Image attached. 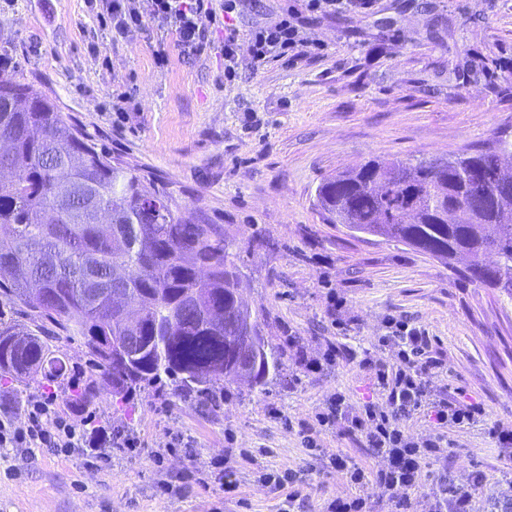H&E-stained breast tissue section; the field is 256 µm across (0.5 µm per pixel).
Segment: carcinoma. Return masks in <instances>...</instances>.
<instances>
[{"instance_id":"1","label":"carcinoma","mask_w":512,"mask_h":512,"mask_svg":"<svg viewBox=\"0 0 512 512\" xmlns=\"http://www.w3.org/2000/svg\"><path fill=\"white\" fill-rule=\"evenodd\" d=\"M0 301L21 304L32 326L0 323V378L42 376L86 411L102 402L101 380L128 398L167 378L182 393L224 390L239 380V337H260L277 375L281 353L260 336L258 316L240 293L235 238L217 224L182 214L164 190L146 189L135 169L95 147L84 130L32 86L0 80ZM512 143L446 158L368 160L324 179L317 204L333 224L402 243L470 279L512 297ZM112 212L106 235L95 211ZM138 270L120 284L116 269ZM137 303L129 329L112 319V289ZM224 311V326L210 323ZM50 323L59 338L80 343L88 374L71 380L69 359L37 335ZM125 349L116 363L112 354Z\"/></svg>"}]
</instances>
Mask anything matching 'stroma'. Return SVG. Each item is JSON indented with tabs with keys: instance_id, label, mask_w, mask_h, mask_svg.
Returning <instances> with one entry per match:
<instances>
[{
	"instance_id": "35a3bbf8",
	"label": "stroma",
	"mask_w": 512,
	"mask_h": 512,
	"mask_svg": "<svg viewBox=\"0 0 512 512\" xmlns=\"http://www.w3.org/2000/svg\"><path fill=\"white\" fill-rule=\"evenodd\" d=\"M198 50L146 23L112 40L86 0H0V76L29 84L82 126L99 149L170 192L183 211L223 225L240 247L244 296L263 336L282 353L265 386L225 385L220 402L170 381L113 408V427L136 450L89 462L50 448L0 447V512H280L285 490L263 473L290 472L294 512H325L348 487L332 465L345 456L382 467L361 435L318 425L330 399L351 408L372 396L368 361L388 318L424 329L444 366L437 396L464 392L483 422L449 429L446 462L423 466L497 488L505 470L485 424L512 426V297L470 282L403 244L354 237L328 223L315 189L372 158L448 156L512 141V0H374L368 14L308 20L324 49L290 65L270 61L224 78V32L210 0ZM303 0H244L249 34ZM123 111H113L118 94ZM334 363L307 371L298 349ZM36 379L0 381V402L25 424L24 403L52 395ZM311 436L315 448L305 447ZM234 465L224 490L214 458Z\"/></svg>"
}]
</instances>
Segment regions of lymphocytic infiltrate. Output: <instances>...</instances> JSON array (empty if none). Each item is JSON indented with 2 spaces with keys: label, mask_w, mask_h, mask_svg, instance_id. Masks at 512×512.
I'll list each match as a JSON object with an SVG mask.
<instances>
[{
  "label": "lymphocytic infiltrate",
  "mask_w": 512,
  "mask_h": 512,
  "mask_svg": "<svg viewBox=\"0 0 512 512\" xmlns=\"http://www.w3.org/2000/svg\"><path fill=\"white\" fill-rule=\"evenodd\" d=\"M113 39L127 40L141 30L145 22L174 29L178 43L186 49L200 41L199 17L204 0H99ZM295 10L276 23L255 30L250 43V63L259 67L272 59L296 61L314 55L320 44L306 36ZM381 346L397 349V362L373 364L374 399L366 401L361 411L350 409L343 396H336L327 411L318 413L323 426L341 425L351 434L365 437L373 455L384 458L385 468L374 475L350 460L333 461L349 487L345 496L336 498L329 512H372L371 499L388 498L393 512H413L412 495L420 487L422 465L440 460L441 446L448 428L474 424L483 416L478 406L428 397L430 379L443 366L433 351L426 332L407 320L390 321L389 335L379 337ZM28 423L16 425L10 414L0 415L1 448H54L74 451L107 462L111 459L112 428L87 416L81 426H74L59 410L55 400H33L27 405ZM424 415L429 432L414 438L407 434L406 424ZM373 493H366V486ZM425 512H476L472 489L449 485L439 480L426 497Z\"/></svg>",
  "instance_id": "f902f5d3"
}]
</instances>
